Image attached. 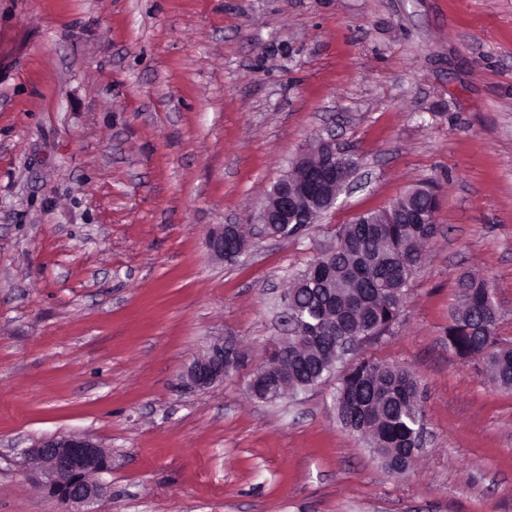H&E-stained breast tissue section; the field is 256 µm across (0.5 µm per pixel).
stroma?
Listing matches in <instances>:
<instances>
[{
  "label": "stroma",
  "instance_id": "35a3bbf8",
  "mask_svg": "<svg viewBox=\"0 0 512 512\" xmlns=\"http://www.w3.org/2000/svg\"><path fill=\"white\" fill-rule=\"evenodd\" d=\"M328 135L359 160L335 207L257 236ZM422 184L437 234L360 349L421 381L397 477L337 421L339 373L248 388L295 276ZM230 223L234 262L206 246ZM464 273L512 341V0H0V512H63L22 451L81 433L112 457L97 512H512V392L448 348ZM218 339L240 365L185 385Z\"/></svg>",
  "mask_w": 512,
  "mask_h": 512
}]
</instances>
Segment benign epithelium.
<instances>
[{
	"label": "benign epithelium",
	"mask_w": 512,
	"mask_h": 512,
	"mask_svg": "<svg viewBox=\"0 0 512 512\" xmlns=\"http://www.w3.org/2000/svg\"><path fill=\"white\" fill-rule=\"evenodd\" d=\"M336 143L317 139L300 154L269 190L256 216L261 232L273 224H313L330 210L349 184L351 175L336 165ZM426 209L412 216L417 224L435 223L439 200L429 193ZM234 225L224 224L212 230L207 246L218 259L227 261L241 254L240 244L224 246ZM237 347L219 340L194 360L183 375V382L197 389H207L224 380L237 367ZM25 457L38 471L43 485L65 506L64 512H96L95 504L105 495L106 486L98 476L111 468L105 449L89 435H56L41 439L25 450Z\"/></svg>",
	"instance_id": "benign-epithelium-1"
}]
</instances>
